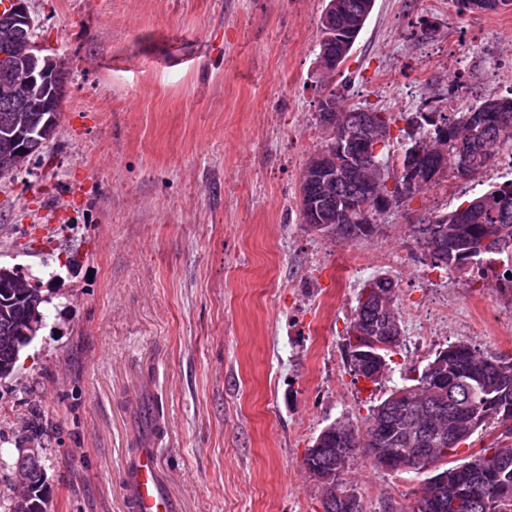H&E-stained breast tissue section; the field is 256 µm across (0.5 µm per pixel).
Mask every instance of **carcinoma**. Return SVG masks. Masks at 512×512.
Segmentation results:
<instances>
[{"label":"carcinoma","instance_id":"cac0c4a2","mask_svg":"<svg viewBox=\"0 0 512 512\" xmlns=\"http://www.w3.org/2000/svg\"><path fill=\"white\" fill-rule=\"evenodd\" d=\"M512 0H455L461 14L491 12ZM335 16L320 24L317 58L326 74L336 72L349 55L368 16L372 0H335ZM8 31L11 44L22 48L35 40L34 24H21L13 12L0 13V32ZM35 82L11 94L0 93V180L13 178L20 166L33 157H40L60 127L61 107L68 93V73L60 60L46 61L39 56L29 62ZM324 112L316 113L320 126L330 132L321 150H330L335 143L332 132L336 119L352 126L362 122L366 113L359 107L345 108L332 93L324 97ZM512 116V98H490L458 113L450 119H436L432 112L416 113L413 123L419 136L408 135L396 156L386 152L390 140L391 118L373 112V122L382 134L377 165L363 166L346 178L327 179L320 175L300 185L299 208L303 224H308V209L315 208L320 223L331 228L343 241L364 240L379 230L380 212L372 209L367 217L358 209L347 223L338 201L351 199L364 203L367 195L386 192L385 181L390 174L402 172L412 158L419 160L424 179L419 190L438 183L448 170L459 172L460 153L467 150L472 174L476 175L491 161L497 150L512 142V126L505 128L501 117ZM466 204L464 214L454 209L437 215L428 224H412V236L429 252L435 265L448 272L490 262L512 250V181L492 187ZM17 269L3 267L0 271V370L13 373L23 347L20 336L29 328L33 316H46L51 295L38 288L32 293L15 278ZM392 279L375 276L360 288L355 310L345 338V360L351 375L358 378L366 370L377 373L373 383L390 379L391 368L368 363L362 354L369 348L352 343L356 333L375 336L392 324H401L397 304L386 311L376 298L396 295ZM444 360L447 374L437 378L432 366ZM401 393L397 400L386 397L370 408L364 425L343 420V426L324 435L317 456L304 455L303 465L340 471L336 490L355 497L344 475L357 458H345L338 448L373 449L372 465L398 473L421 472L424 464L411 458L413 448H446L456 438L465 456L441 463L440 469L456 474L448 486L438 493L423 486L415 491L412 505L402 512H512V358L481 350L460 340L439 351L422 371L405 377V384L390 389ZM486 435L489 443L478 449L471 446L476 435ZM25 468L30 474L31 491L28 512H49L51 492L43 482L44 462L32 464L13 458L10 471Z\"/></svg>","mask_w":512,"mask_h":512}]
</instances>
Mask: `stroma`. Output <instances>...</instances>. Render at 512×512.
Here are the masks:
<instances>
[{
    "label": "stroma",
    "instance_id": "stroma-1",
    "mask_svg": "<svg viewBox=\"0 0 512 512\" xmlns=\"http://www.w3.org/2000/svg\"><path fill=\"white\" fill-rule=\"evenodd\" d=\"M39 42L70 73L44 157L0 181V264L41 274L43 328L0 381V439L42 444L51 512H124L121 464L158 448L183 512H323L303 466L320 430L364 423L391 383L451 343L404 323L392 381L355 379L344 345L362 280L398 284L426 315L447 274L410 225L512 180L495 156L419 193L381 234L332 242L299 216V176L324 134L316 101L392 115L512 97V5L458 16L453 0H375L329 86L316 54L326 0H27ZM398 255L380 264V252ZM475 283L449 289L464 340L512 357V313ZM43 430H26L31 408ZM425 473L358 458L366 512L414 502Z\"/></svg>",
    "mask_w": 512,
    "mask_h": 512
}]
</instances>
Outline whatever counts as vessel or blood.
I'll return each mask as SVG.
<instances>
[{"mask_svg":"<svg viewBox=\"0 0 512 512\" xmlns=\"http://www.w3.org/2000/svg\"><path fill=\"white\" fill-rule=\"evenodd\" d=\"M122 483L128 512H181L178 498L161 476L156 449L139 448L126 457Z\"/></svg>","mask_w":512,"mask_h":512,"instance_id":"vessel-or-blood-1","label":"vessel or blood"}]
</instances>
